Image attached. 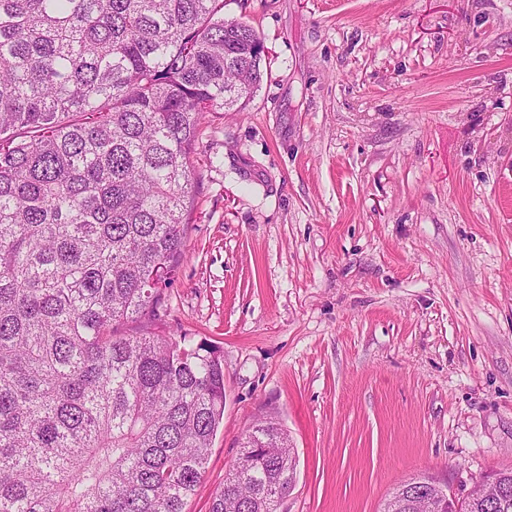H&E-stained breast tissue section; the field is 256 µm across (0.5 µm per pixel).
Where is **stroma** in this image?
I'll use <instances>...</instances> for the list:
<instances>
[{"label": "stroma", "instance_id": "35a3bbf8", "mask_svg": "<svg viewBox=\"0 0 512 512\" xmlns=\"http://www.w3.org/2000/svg\"><path fill=\"white\" fill-rule=\"evenodd\" d=\"M265 46L209 113L185 258L148 327L224 355V422L299 457L282 512H380L512 466V0H224Z\"/></svg>", "mask_w": 512, "mask_h": 512}]
</instances>
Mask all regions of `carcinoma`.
<instances>
[{
  "label": "carcinoma",
  "instance_id": "carcinoma-1",
  "mask_svg": "<svg viewBox=\"0 0 512 512\" xmlns=\"http://www.w3.org/2000/svg\"><path fill=\"white\" fill-rule=\"evenodd\" d=\"M224 0H0V512H183L224 356L127 326L185 256L207 114L262 45ZM288 433L251 423L209 512H279Z\"/></svg>",
  "mask_w": 512,
  "mask_h": 512
}]
</instances>
